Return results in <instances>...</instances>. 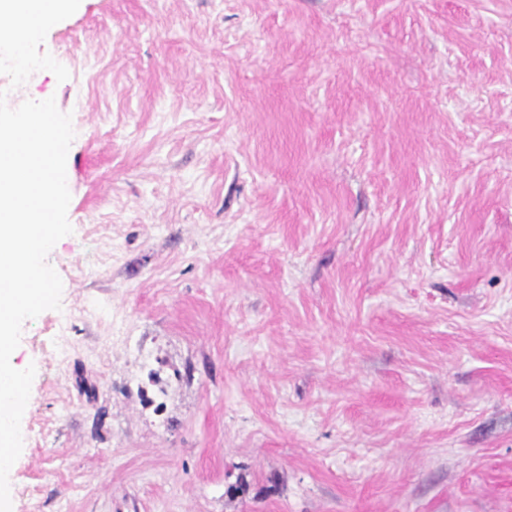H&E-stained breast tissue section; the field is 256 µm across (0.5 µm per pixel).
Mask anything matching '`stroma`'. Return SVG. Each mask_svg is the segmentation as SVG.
<instances>
[{
  "mask_svg": "<svg viewBox=\"0 0 512 512\" xmlns=\"http://www.w3.org/2000/svg\"><path fill=\"white\" fill-rule=\"evenodd\" d=\"M40 50L14 512H512V0H81Z\"/></svg>",
  "mask_w": 512,
  "mask_h": 512,
  "instance_id": "obj_1",
  "label": "stroma"
}]
</instances>
